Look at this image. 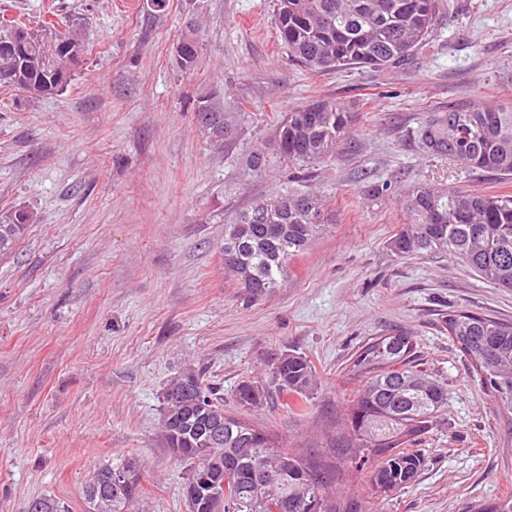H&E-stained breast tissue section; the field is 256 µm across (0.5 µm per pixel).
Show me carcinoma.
Listing matches in <instances>:
<instances>
[{
    "instance_id": "carcinoma-1",
    "label": "carcinoma",
    "mask_w": 512,
    "mask_h": 512,
    "mask_svg": "<svg viewBox=\"0 0 512 512\" xmlns=\"http://www.w3.org/2000/svg\"><path fill=\"white\" fill-rule=\"evenodd\" d=\"M277 38L291 60L314 71L369 68L388 70L409 58L433 32L448 0H276ZM182 71L194 69L199 58L196 29L181 35ZM64 56L62 47L39 39L4 55L0 51V86L20 90L21 70L50 80L41 94L59 92L72 77L71 66L48 70ZM196 121L214 144L229 137L235 116L215 99L202 97ZM460 127H450L446 113L432 115L419 131L420 151L456 163L470 171L512 179V109L481 107L459 112ZM350 115L334 101L314 99L290 110L276 128L278 152L288 165L301 167L330 157L346 139ZM288 207H283V200ZM402 206L408 222L391 238L390 250L399 257L440 254L470 266L499 287L512 289V192H450L422 185L413 188ZM35 223L32 213L18 208L0 211V254L11 251ZM321 223L320 202L300 189L261 198L224 225V273L254 298L279 286L290 262L305 252ZM448 336L470 361L481 384L499 409L512 420V319H497L465 310L448 312ZM411 336L394 333L363 345L349 373L361 383L345 414L344 428L354 448L355 469L374 464L371 482L387 494L413 481L425 464L415 449L421 436L448 401L444 386L428 370L414 363ZM275 393L294 412L307 410L316 387L310 362L297 354H283L271 364ZM242 406L266 398L262 384L241 381L235 391ZM164 439L189 472H206L223 487V512H336L324 476L285 448L268 430L224 411V398L201 374L188 367L164 387ZM126 470L131 484L115 493L111 474ZM143 494L139 460L104 464L84 487L87 512H130ZM472 512H512V495L472 506Z\"/></svg>"
}]
</instances>
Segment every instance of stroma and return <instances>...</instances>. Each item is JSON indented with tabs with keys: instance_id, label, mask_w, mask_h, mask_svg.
<instances>
[{
	"instance_id": "stroma-1",
	"label": "stroma",
	"mask_w": 512,
	"mask_h": 512,
	"mask_svg": "<svg viewBox=\"0 0 512 512\" xmlns=\"http://www.w3.org/2000/svg\"><path fill=\"white\" fill-rule=\"evenodd\" d=\"M451 2L401 67L316 73L278 42L275 0H170L152 21L146 0H0L31 24L50 11L74 20L85 48L63 91L0 87V210L37 218L0 255V512L43 495L86 512L89 475L128 457L142 464L140 512H185L189 465L167 448L161 418L165 384L189 365L221 388L225 410L320 467L338 512H468L512 493V421L445 328L457 309L512 319V290L388 246L414 186L512 191L417 145L434 113L512 106V0ZM190 22L201 48L184 72L174 50ZM202 96L237 116L223 144L196 122ZM319 98L352 116L348 139L305 184L324 223L255 299L224 274V226L287 187L274 129ZM254 151L267 159L259 176ZM394 330L414 338L448 403L423 437L422 470L385 497L351 467L343 419L356 352ZM285 353L315 371L308 411L273 394L239 408L238 383H269Z\"/></svg>"
}]
</instances>
